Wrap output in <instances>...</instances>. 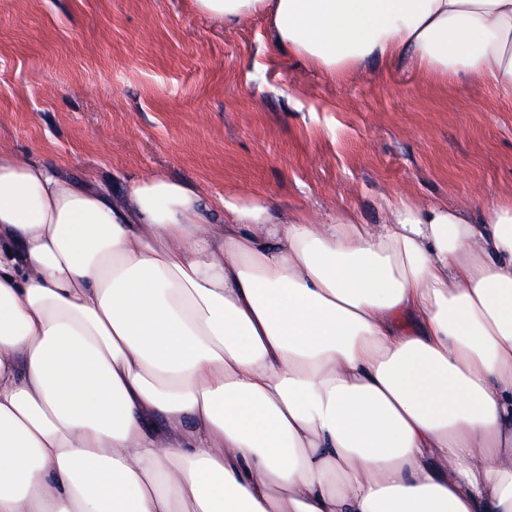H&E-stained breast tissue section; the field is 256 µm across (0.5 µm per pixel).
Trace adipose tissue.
<instances>
[{"mask_svg":"<svg viewBox=\"0 0 512 512\" xmlns=\"http://www.w3.org/2000/svg\"><path fill=\"white\" fill-rule=\"evenodd\" d=\"M512 100V0H194ZM0 512H512V203L276 212L0 151Z\"/></svg>","mask_w":512,"mask_h":512,"instance_id":"obj_1","label":"adipose tissue"}]
</instances>
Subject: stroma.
<instances>
[{"mask_svg":"<svg viewBox=\"0 0 512 512\" xmlns=\"http://www.w3.org/2000/svg\"><path fill=\"white\" fill-rule=\"evenodd\" d=\"M0 148L112 191L156 173L281 212L512 201V102L415 59L331 77L259 15L191 0H0Z\"/></svg>","mask_w":512,"mask_h":512,"instance_id":"obj_1","label":"stroma"}]
</instances>
